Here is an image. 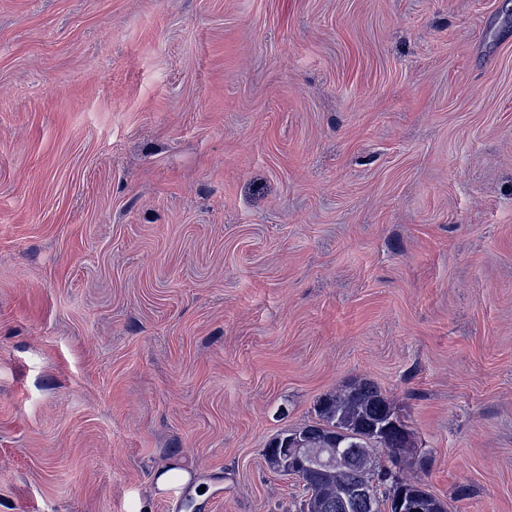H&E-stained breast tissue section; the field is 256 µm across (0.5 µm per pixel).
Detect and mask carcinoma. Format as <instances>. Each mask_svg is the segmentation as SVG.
Here are the masks:
<instances>
[{
  "mask_svg": "<svg viewBox=\"0 0 512 512\" xmlns=\"http://www.w3.org/2000/svg\"><path fill=\"white\" fill-rule=\"evenodd\" d=\"M393 421L399 417L383 391L369 380L357 381L319 399L317 420L278 434L265 449V458L271 469L281 470V441L292 434L302 439L299 447L304 455L325 448L342 449L335 462L302 478L303 490L313 495L317 512H338L336 504L344 489L371 486L374 471L381 467V452L397 466L406 450L415 447L410 431L389 427ZM401 482L424 496L427 512H447L421 480L403 478Z\"/></svg>",
  "mask_w": 512,
  "mask_h": 512,
  "instance_id": "carcinoma-1",
  "label": "carcinoma"
}]
</instances>
